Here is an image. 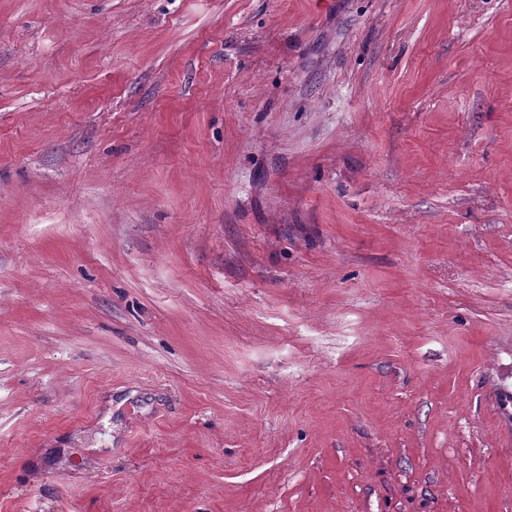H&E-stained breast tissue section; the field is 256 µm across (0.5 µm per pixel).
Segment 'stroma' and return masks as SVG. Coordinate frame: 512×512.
Returning <instances> with one entry per match:
<instances>
[{
	"label": "stroma",
	"instance_id": "1",
	"mask_svg": "<svg viewBox=\"0 0 512 512\" xmlns=\"http://www.w3.org/2000/svg\"><path fill=\"white\" fill-rule=\"evenodd\" d=\"M0 512H512V0H0Z\"/></svg>",
	"mask_w": 512,
	"mask_h": 512
}]
</instances>
